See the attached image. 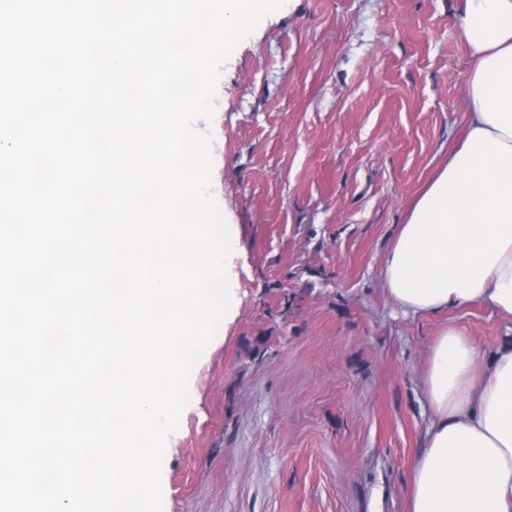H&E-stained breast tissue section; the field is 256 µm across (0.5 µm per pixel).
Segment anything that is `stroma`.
<instances>
[{
  "label": "stroma",
  "instance_id": "1",
  "mask_svg": "<svg viewBox=\"0 0 512 512\" xmlns=\"http://www.w3.org/2000/svg\"><path fill=\"white\" fill-rule=\"evenodd\" d=\"M458 0H286L223 64L210 192L231 308L169 437L163 512H409L428 352L512 318L405 314L381 271L465 134Z\"/></svg>",
  "mask_w": 512,
  "mask_h": 512
}]
</instances>
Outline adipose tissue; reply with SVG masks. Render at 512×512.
Here are the masks:
<instances>
[{
	"mask_svg": "<svg viewBox=\"0 0 512 512\" xmlns=\"http://www.w3.org/2000/svg\"><path fill=\"white\" fill-rule=\"evenodd\" d=\"M473 64L461 147L416 201L382 279L411 315L485 305L512 316V0H461ZM427 444L411 512H512V344L444 327L428 353Z\"/></svg>",
	"mask_w": 512,
	"mask_h": 512,
	"instance_id": "ef3b65f1",
	"label": "adipose tissue"
}]
</instances>
